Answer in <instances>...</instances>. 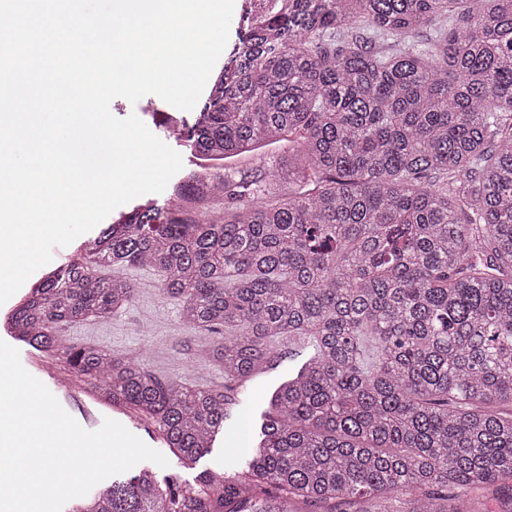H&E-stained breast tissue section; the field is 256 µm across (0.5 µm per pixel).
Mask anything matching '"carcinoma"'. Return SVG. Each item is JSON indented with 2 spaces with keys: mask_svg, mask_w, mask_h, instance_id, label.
Wrapping results in <instances>:
<instances>
[{
  "mask_svg": "<svg viewBox=\"0 0 512 512\" xmlns=\"http://www.w3.org/2000/svg\"><path fill=\"white\" fill-rule=\"evenodd\" d=\"M189 138L204 164L171 207L105 225L10 333L153 420L187 466L279 357L272 338L314 354L245 468L196 485L143 468L68 512H512V0H288L251 18ZM139 267L183 322L233 332L224 388L60 338L129 305L136 283L111 272Z\"/></svg>",
  "mask_w": 512,
  "mask_h": 512,
  "instance_id": "1",
  "label": "carcinoma"
}]
</instances>
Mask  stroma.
<instances>
[{
  "mask_svg": "<svg viewBox=\"0 0 512 512\" xmlns=\"http://www.w3.org/2000/svg\"><path fill=\"white\" fill-rule=\"evenodd\" d=\"M171 110V105L153 94L143 96L134 104L121 97L110 104L115 117L137 115L159 139L165 140L182 157H189L185 140L170 138L166 130L167 114ZM122 275L136 282L135 300L109 320H86L65 327L63 341L71 345L94 344L113 356L136 358L144 369L161 379L223 387L224 372L210 357L222 339L221 334L182 323L178 305L162 297L156 272L128 268ZM272 345L285 350V357L254 377L251 401L234 409L231 421L217 435L210 452L189 467L169 458L167 466L157 468L158 476L174 474L184 483L197 484L211 472L232 473L246 466L260 440L262 414L271 393L313 353L311 344L303 340L282 337L273 339Z\"/></svg>",
  "mask_w": 512,
  "mask_h": 512,
  "instance_id": "stroma-1",
  "label": "stroma"
}]
</instances>
